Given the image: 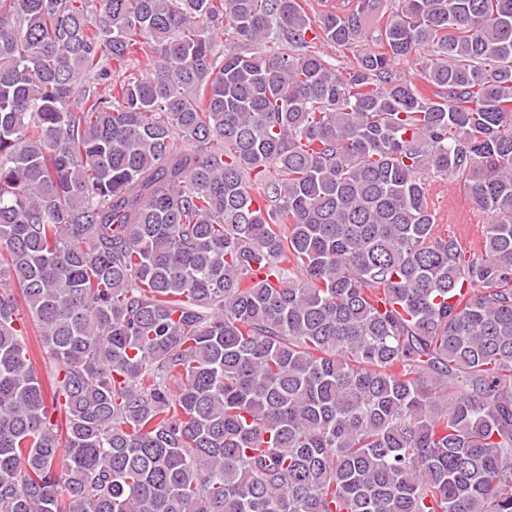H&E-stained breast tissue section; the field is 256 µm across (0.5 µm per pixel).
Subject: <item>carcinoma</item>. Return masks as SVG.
I'll use <instances>...</instances> for the list:
<instances>
[{
	"label": "carcinoma",
	"instance_id": "cac0c4a2",
	"mask_svg": "<svg viewBox=\"0 0 512 512\" xmlns=\"http://www.w3.org/2000/svg\"><path fill=\"white\" fill-rule=\"evenodd\" d=\"M346 2L0 0V512H512V0ZM315 50L321 52L325 59L336 65V68L348 67L353 64L354 54L357 49L376 50L377 43L371 38L363 39L357 48L346 49L345 47L330 46L322 41H317L314 45ZM428 203L435 213L437 233L455 236L467 251L482 249L490 215L476 206L459 181L428 176ZM28 346L38 376L42 380L44 387L46 389H50L54 373L53 362L48 359L43 352L40 351L39 345L35 340V336H29Z\"/></svg>",
	"mask_w": 512,
	"mask_h": 512
}]
</instances>
